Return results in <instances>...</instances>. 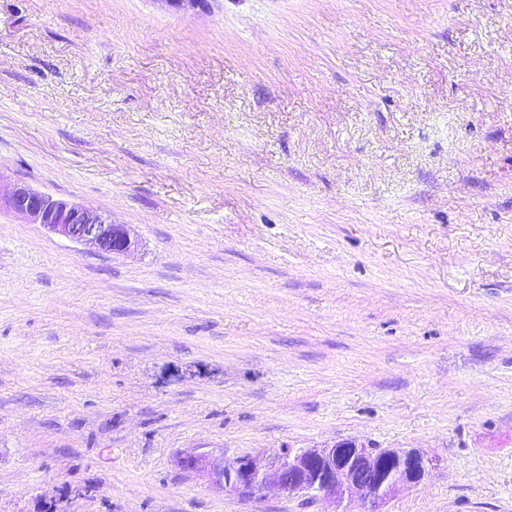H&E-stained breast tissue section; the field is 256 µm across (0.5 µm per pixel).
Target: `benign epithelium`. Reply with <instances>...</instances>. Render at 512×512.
Returning <instances> with one entry per match:
<instances>
[{"mask_svg": "<svg viewBox=\"0 0 512 512\" xmlns=\"http://www.w3.org/2000/svg\"><path fill=\"white\" fill-rule=\"evenodd\" d=\"M3 205L30 224L102 253L126 254L136 245L128 227L113 223L107 214L21 183L0 193ZM180 466L189 472H205L212 485L239 496H260L275 487L288 494H323L337 500L335 512H351L349 505L355 502L364 506L363 512H384L385 504L400 489L425 479L433 459L415 448L377 449L344 441L323 448L286 447L267 467L249 456L226 461L204 452L181 457Z\"/></svg>", "mask_w": 512, "mask_h": 512, "instance_id": "obj_1", "label": "benign epithelium"}]
</instances>
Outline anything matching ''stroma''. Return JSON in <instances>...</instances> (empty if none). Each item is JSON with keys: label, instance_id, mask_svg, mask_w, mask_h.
I'll return each mask as SVG.
<instances>
[{"label": "stroma", "instance_id": "1", "mask_svg": "<svg viewBox=\"0 0 512 512\" xmlns=\"http://www.w3.org/2000/svg\"><path fill=\"white\" fill-rule=\"evenodd\" d=\"M0 512H330L179 459L356 440L512 512V0H0ZM3 205L22 215L29 224H40L102 253L126 254L136 245L128 227L114 224L107 214L36 192L21 183L14 184L6 194H2L0 186V210Z\"/></svg>", "mask_w": 512, "mask_h": 512}]
</instances>
